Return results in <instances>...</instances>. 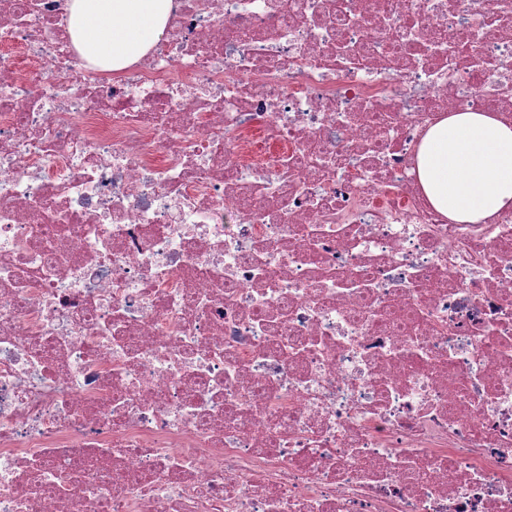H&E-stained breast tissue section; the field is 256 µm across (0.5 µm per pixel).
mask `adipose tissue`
Returning a JSON list of instances; mask_svg holds the SVG:
<instances>
[{
	"instance_id": "adipose-tissue-1",
	"label": "adipose tissue",
	"mask_w": 512,
	"mask_h": 512,
	"mask_svg": "<svg viewBox=\"0 0 512 512\" xmlns=\"http://www.w3.org/2000/svg\"><path fill=\"white\" fill-rule=\"evenodd\" d=\"M173 2L68 0L67 31L93 68L120 74L166 37ZM416 174L431 205L454 222L478 224L512 208V122L449 113L424 136Z\"/></svg>"
}]
</instances>
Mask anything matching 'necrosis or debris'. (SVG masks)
Returning <instances> with one entry per match:
<instances>
[{
    "label": "necrosis or debris",
    "mask_w": 512,
    "mask_h": 512,
    "mask_svg": "<svg viewBox=\"0 0 512 512\" xmlns=\"http://www.w3.org/2000/svg\"><path fill=\"white\" fill-rule=\"evenodd\" d=\"M65 13L0 0V512H512V210L415 174L512 0H174L116 78Z\"/></svg>",
    "instance_id": "obj_1"
}]
</instances>
